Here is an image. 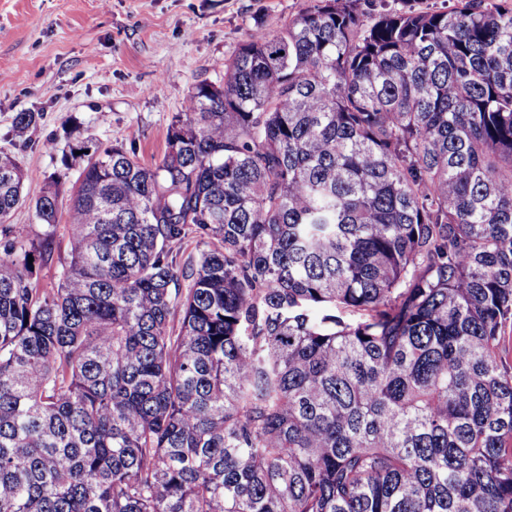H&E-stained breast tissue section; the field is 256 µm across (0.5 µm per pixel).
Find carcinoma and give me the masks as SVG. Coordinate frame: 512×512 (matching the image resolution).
Masks as SVG:
<instances>
[{
	"mask_svg": "<svg viewBox=\"0 0 512 512\" xmlns=\"http://www.w3.org/2000/svg\"><path fill=\"white\" fill-rule=\"evenodd\" d=\"M63 165L0 151V512H512V0H310ZM361 8L370 13L383 10H451L458 0H361ZM68 197L60 199L59 202V225L57 230L56 247L51 257L46 261L38 273L40 288H46L53 279L58 265V256H66L69 249V226L67 224L68 216Z\"/></svg>",
	"mask_w": 512,
	"mask_h": 512,
	"instance_id": "1",
	"label": "carcinoma"
}]
</instances>
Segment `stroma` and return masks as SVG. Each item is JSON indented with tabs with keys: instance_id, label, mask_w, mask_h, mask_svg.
I'll return each mask as SVG.
<instances>
[{
	"instance_id": "stroma-1",
	"label": "stroma",
	"mask_w": 512,
	"mask_h": 512,
	"mask_svg": "<svg viewBox=\"0 0 512 512\" xmlns=\"http://www.w3.org/2000/svg\"><path fill=\"white\" fill-rule=\"evenodd\" d=\"M309 0H0V151L38 178L78 144H119L155 167L194 84L220 82L250 34L276 33ZM39 113L28 143L14 117Z\"/></svg>"
}]
</instances>
